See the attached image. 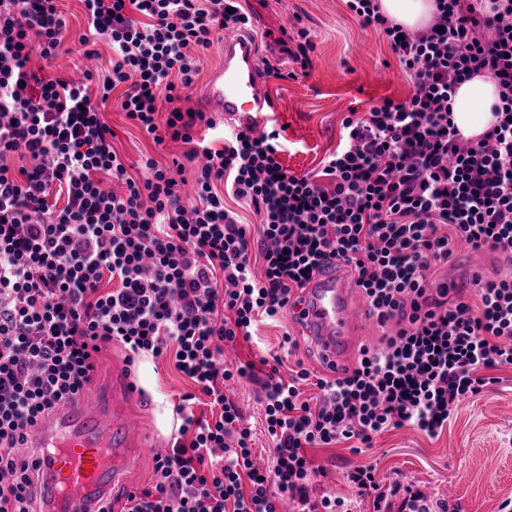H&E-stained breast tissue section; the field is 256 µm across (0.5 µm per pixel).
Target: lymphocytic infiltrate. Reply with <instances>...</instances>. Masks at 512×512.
Wrapping results in <instances>:
<instances>
[{
  "label": "lymphocytic infiltrate",
  "mask_w": 512,
  "mask_h": 512,
  "mask_svg": "<svg viewBox=\"0 0 512 512\" xmlns=\"http://www.w3.org/2000/svg\"><path fill=\"white\" fill-rule=\"evenodd\" d=\"M58 0H0V512H36L23 451L38 421L85 389L106 345L127 365L172 356L219 414L177 405V437L154 457L149 486L128 512H342L309 486L310 448L412 427L438 436L455 406L512 367V0H434L426 28L382 14L379 0H345L384 37L412 81L343 121L327 184L288 173L278 132L217 125L179 106L200 74L201 52L249 22L239 0H81L111 68L96 86L42 76L32 55L59 57L66 21ZM479 74L497 84L494 123L465 138L450 101ZM119 93L128 120L155 144H185L183 158L132 177L101 118ZM204 123L206 138L194 136ZM199 159L185 204V160ZM123 183L122 191L111 182ZM230 189L258 229L224 203ZM259 242L262 274L252 269ZM500 253L510 272L476 278V301L430 279L456 245ZM355 272L370 315L392 333L363 346L343 377L306 368L260 379L273 466L256 465L251 432L224 394L251 362L230 369L224 349L278 320L330 260ZM115 279L103 293V276ZM313 382L319 404L300 386Z\"/></svg>",
  "instance_id": "1"
}]
</instances>
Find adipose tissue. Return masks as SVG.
Instances as JSON below:
<instances>
[{
    "label": "adipose tissue",
    "mask_w": 512,
    "mask_h": 512,
    "mask_svg": "<svg viewBox=\"0 0 512 512\" xmlns=\"http://www.w3.org/2000/svg\"><path fill=\"white\" fill-rule=\"evenodd\" d=\"M379 5L389 20L411 29L425 27L435 10L433 0H380ZM497 102L495 81L474 76L458 87L451 101L454 122L465 137H478L492 123L491 109Z\"/></svg>",
    "instance_id": "obj_1"
}]
</instances>
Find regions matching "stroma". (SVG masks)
Here are the masks:
<instances>
[{"label":"stroma","mask_w":512,"mask_h":512,"mask_svg":"<svg viewBox=\"0 0 512 512\" xmlns=\"http://www.w3.org/2000/svg\"><path fill=\"white\" fill-rule=\"evenodd\" d=\"M241 5L251 17L252 34L284 29L289 35L285 48L276 52L260 48L257 58L294 73L287 80H266L274 103L267 127L279 131L285 144L280 158L290 173L321 176L326 158L342 139V122L350 112H365L385 97L402 100L411 94L412 82L401 72L386 40L373 28L362 26L344 0H242ZM58 8L67 22L66 53L50 63L34 59V66L43 67L51 76L74 79L86 70L108 68L112 50L106 42L96 43L94 57L83 56L78 38L88 28L81 0H59ZM301 26L309 30L315 50L310 68L299 75L288 52L295 49ZM102 119L112 128L113 146L133 177L143 175L146 159L164 163L184 150L182 143L171 140L155 145L127 119L118 99H111ZM288 335L297 338L296 351L285 346ZM306 342L299 322L288 312L278 322L260 325L253 340H241L225 349L224 361L234 366L278 355L285 367L300 362L311 372H319L320 364ZM153 371L157 390L170 405H178L182 395L195 389L171 357L154 360ZM495 375V384L459 403L438 436L401 428L383 433L373 448L359 454L345 442L308 449V456L321 470L312 484L311 499L319 500L327 493L354 502L358 512H373L371 502L359 500L346 478L352 467L371 463L383 486L399 482L425 488L434 497L447 499L456 512H498L501 503L512 498V368L496 370ZM228 395L251 429L256 458L272 463L275 445L266 433L258 385L244 378Z\"/></svg>","instance_id":"1"}]
</instances>
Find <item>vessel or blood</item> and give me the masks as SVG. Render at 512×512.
Returning a JSON list of instances; mask_svg holds the SVG:
<instances>
[{
	"instance_id": "obj_1",
	"label": "vessel or blood",
	"mask_w": 512,
	"mask_h": 512,
	"mask_svg": "<svg viewBox=\"0 0 512 512\" xmlns=\"http://www.w3.org/2000/svg\"><path fill=\"white\" fill-rule=\"evenodd\" d=\"M224 62L209 77L210 111L229 126H257L273 105L257 66L256 39L225 37ZM355 276L345 265L317 271L302 290L301 323L313 353L334 377L362 342L352 299ZM138 398L129 382L94 383L62 403L31 438L43 496L42 512H99L112 501L119 475L135 461L145 438L137 420L114 412L116 397Z\"/></svg>"
}]
</instances>
